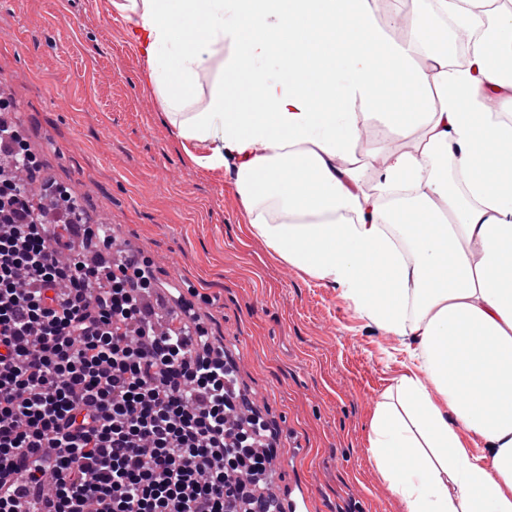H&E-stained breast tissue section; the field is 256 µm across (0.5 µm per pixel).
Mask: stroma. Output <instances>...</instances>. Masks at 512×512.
I'll return each instance as SVG.
<instances>
[{"label":"stroma","mask_w":512,"mask_h":512,"mask_svg":"<svg viewBox=\"0 0 512 512\" xmlns=\"http://www.w3.org/2000/svg\"><path fill=\"white\" fill-rule=\"evenodd\" d=\"M111 0H0V80L52 186L191 294L212 343L272 431L277 491L308 512H404L367 454L377 403L410 359L339 291L278 259L226 170L196 166L143 80Z\"/></svg>","instance_id":"obj_1"}]
</instances>
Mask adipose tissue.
Instances as JSON below:
<instances>
[{"label": "adipose tissue", "mask_w": 512, "mask_h": 512, "mask_svg": "<svg viewBox=\"0 0 512 512\" xmlns=\"http://www.w3.org/2000/svg\"><path fill=\"white\" fill-rule=\"evenodd\" d=\"M112 0L187 155L274 254L405 339L369 459L405 512H512V0ZM467 33V65L430 16ZM203 107L183 91L205 61ZM412 149L364 191L369 120Z\"/></svg>", "instance_id": "1"}]
</instances>
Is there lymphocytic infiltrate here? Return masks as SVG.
<instances>
[{
    "label": "lymphocytic infiltrate",
    "instance_id": "1",
    "mask_svg": "<svg viewBox=\"0 0 512 512\" xmlns=\"http://www.w3.org/2000/svg\"><path fill=\"white\" fill-rule=\"evenodd\" d=\"M37 171L1 120L0 512H277L257 491L265 425L234 417L223 359L144 318V260L64 257L69 193L48 243Z\"/></svg>",
    "mask_w": 512,
    "mask_h": 512
}]
</instances>
